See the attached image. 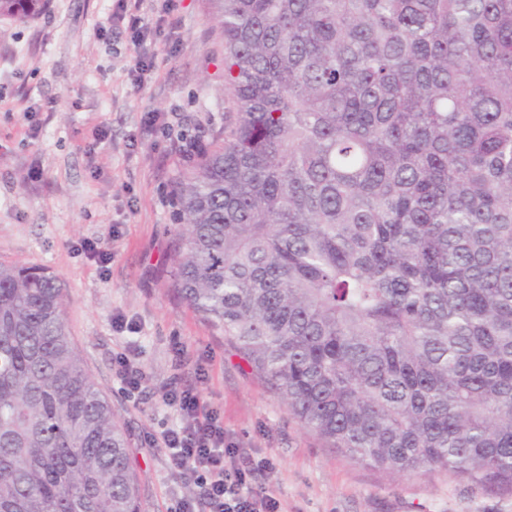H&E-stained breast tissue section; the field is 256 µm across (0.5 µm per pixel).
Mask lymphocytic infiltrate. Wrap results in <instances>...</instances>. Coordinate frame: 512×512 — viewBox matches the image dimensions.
<instances>
[{"label":"lymphocytic infiltrate","mask_w":512,"mask_h":512,"mask_svg":"<svg viewBox=\"0 0 512 512\" xmlns=\"http://www.w3.org/2000/svg\"><path fill=\"white\" fill-rule=\"evenodd\" d=\"M163 402L177 407L186 423L162 430L155 441L196 478L209 512H279L277 499L256 482L257 467L237 464L239 448L226 440L219 413L199 393L173 382Z\"/></svg>","instance_id":"f902f5d3"}]
</instances>
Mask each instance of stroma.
Segmentation results:
<instances>
[{
    "instance_id": "1",
    "label": "stroma",
    "mask_w": 512,
    "mask_h": 512,
    "mask_svg": "<svg viewBox=\"0 0 512 512\" xmlns=\"http://www.w3.org/2000/svg\"><path fill=\"white\" fill-rule=\"evenodd\" d=\"M141 11L139 40L119 0H49L39 19L0 22V262L63 283L84 367L131 433L143 512H170L195 484L151 441L178 420L162 402L173 380L199 389L245 457L272 460L257 482L281 512H512L510 494L445 471L393 477L329 447L172 292L170 183L187 146L211 147L234 114L206 0ZM84 240L108 263L76 256ZM123 353L144 373L136 400L115 376Z\"/></svg>"
}]
</instances>
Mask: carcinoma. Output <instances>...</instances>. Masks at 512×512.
<instances>
[{"label": "carcinoma", "mask_w": 512, "mask_h": 512, "mask_svg": "<svg viewBox=\"0 0 512 512\" xmlns=\"http://www.w3.org/2000/svg\"><path fill=\"white\" fill-rule=\"evenodd\" d=\"M207 4L237 118L171 182L172 291L345 456L512 494V0ZM63 301L0 263V512H142Z\"/></svg>", "instance_id": "cac0c4a2"}]
</instances>
